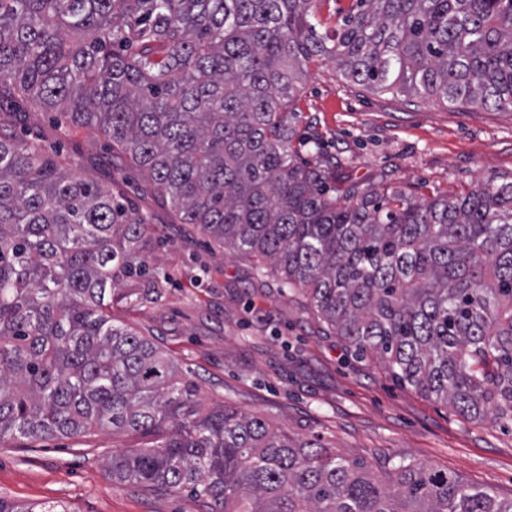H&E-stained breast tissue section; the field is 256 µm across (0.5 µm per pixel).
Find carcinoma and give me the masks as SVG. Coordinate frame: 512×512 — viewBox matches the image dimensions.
<instances>
[{
    "label": "carcinoma",
    "instance_id": "obj_1",
    "mask_svg": "<svg viewBox=\"0 0 512 512\" xmlns=\"http://www.w3.org/2000/svg\"><path fill=\"white\" fill-rule=\"evenodd\" d=\"M0 0V111L97 130L184 224L266 259L396 382L482 423L512 422V179L413 197L321 193L284 105L315 60L347 81L512 111V0ZM148 217L0 136V442L110 430L112 481L206 512H512V498L391 459L378 476L316 438L200 389L112 318L142 272ZM0 512H67L0 497Z\"/></svg>",
    "mask_w": 512,
    "mask_h": 512
}]
</instances>
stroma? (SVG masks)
<instances>
[{
    "mask_svg": "<svg viewBox=\"0 0 512 512\" xmlns=\"http://www.w3.org/2000/svg\"><path fill=\"white\" fill-rule=\"evenodd\" d=\"M302 132L318 134L344 184L381 174L415 195L447 193L512 176V112L376 93L347 82L332 61L311 64L289 104ZM0 129L57 149L66 171L111 187L153 227L146 274L128 278L116 321L149 336L201 388L298 437H320L367 466L387 458L456 474L512 498V426L476 423L398 386L375 358L358 355L304 295L261 273L256 259L179 223L120 150L85 128L60 131L33 108L0 115ZM151 289L147 298L138 293ZM101 430L41 442L0 443V496L60 504L68 512H203L185 493L112 483L107 463L124 446Z\"/></svg>",
    "mask_w": 512,
    "mask_h": 512,
    "instance_id": "1",
    "label": "stroma"
}]
</instances>
